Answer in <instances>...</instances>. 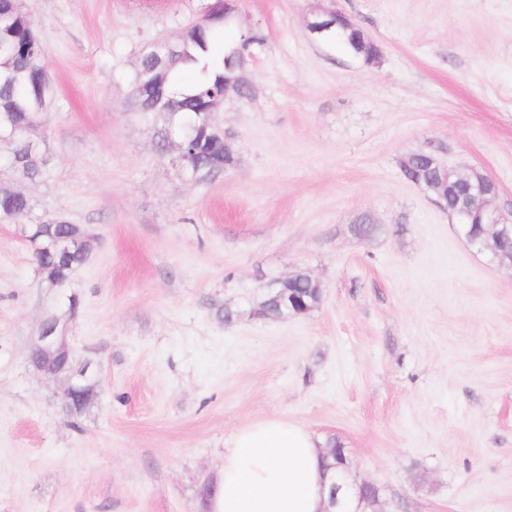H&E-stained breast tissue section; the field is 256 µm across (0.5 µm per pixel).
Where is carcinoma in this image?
I'll return each mask as SVG.
<instances>
[{
	"label": "carcinoma",
	"instance_id": "carcinoma-1",
	"mask_svg": "<svg viewBox=\"0 0 512 512\" xmlns=\"http://www.w3.org/2000/svg\"><path fill=\"white\" fill-rule=\"evenodd\" d=\"M224 28V17L215 11L200 18V24L190 31L178 50L166 62V81H156L157 61L152 56L142 59L136 77L139 88L137 104L142 112H166L169 114V132H193L191 150L196 153V163L183 168L189 177L217 175L224 170V130L207 121L214 96L224 90L227 67L242 46L243 37L224 41L219 31ZM326 42L342 46L351 54L367 62L378 56V45L371 40L359 42L351 32L340 28L332 30ZM44 47L36 31L33 19L18 14L11 0H0V130L12 133L15 140L10 167L20 178L31 179L38 169L29 161L33 149L31 133L38 128L48 99L49 85L44 72ZM180 70L198 72L196 81L188 86L176 85L175 76ZM429 153L418 151L409 154L400 164L407 180L421 178L432 180L447 190L466 177V173L448 172L430 167ZM30 202L27 196L17 192L9 198L0 197V219L16 220L28 215ZM57 236H72L70 253L62 258L45 255L37 261V269L49 266L54 269L48 277L58 285L67 282L72 270L88 258L85 247L86 229L78 224L61 223L52 229Z\"/></svg>",
	"mask_w": 512,
	"mask_h": 512
}]
</instances>
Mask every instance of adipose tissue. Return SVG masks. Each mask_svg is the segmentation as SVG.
I'll use <instances>...</instances> for the list:
<instances>
[{
    "mask_svg": "<svg viewBox=\"0 0 512 512\" xmlns=\"http://www.w3.org/2000/svg\"><path fill=\"white\" fill-rule=\"evenodd\" d=\"M332 479L313 436L280 418L240 429L224 451L208 512H325Z\"/></svg>",
    "mask_w": 512,
    "mask_h": 512,
    "instance_id": "ef3b65f1",
    "label": "adipose tissue"
}]
</instances>
